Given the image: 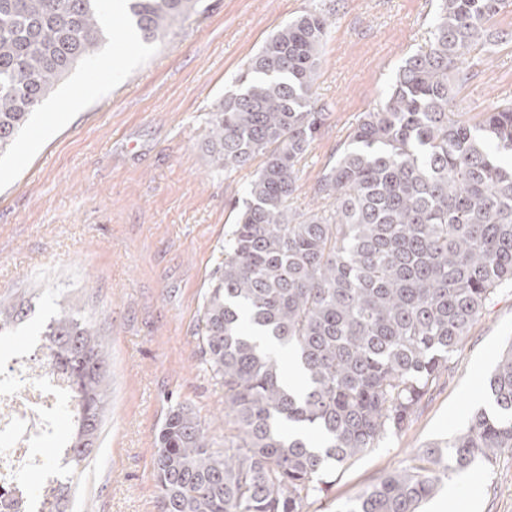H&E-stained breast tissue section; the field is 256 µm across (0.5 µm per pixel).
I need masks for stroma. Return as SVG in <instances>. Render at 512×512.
<instances>
[{"mask_svg": "<svg viewBox=\"0 0 512 512\" xmlns=\"http://www.w3.org/2000/svg\"><path fill=\"white\" fill-rule=\"evenodd\" d=\"M161 42L142 44L115 23L92 61L60 81L20 136L26 152L0 156V299L28 315L15 335L36 339L56 299L82 308L109 339L106 406L91 462L68 490L67 512H158L155 439L171 407H188L224 444V387L200 351L201 305L224 260L253 171L212 167L208 116L264 41L320 7L331 11L314 95L329 107L300 165L292 209L312 208V187L363 112L429 44L435 0H203ZM451 105L478 121L512 98V42L471 58ZM92 94H83L85 86ZM512 344V288L474 322L411 426L351 461L306 512L345 501L413 463L467 426L484 383ZM462 512H512V453L444 481Z\"/></svg>", "mask_w": 512, "mask_h": 512, "instance_id": "35a3bbf8", "label": "stroma"}]
</instances>
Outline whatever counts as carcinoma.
Segmentation results:
<instances>
[{
  "label": "carcinoma",
  "instance_id": "1",
  "mask_svg": "<svg viewBox=\"0 0 512 512\" xmlns=\"http://www.w3.org/2000/svg\"><path fill=\"white\" fill-rule=\"evenodd\" d=\"M202 0H128L145 43ZM509 0H437L430 44L409 55L293 212L299 165L327 116L313 85L331 13L282 25L211 113L204 143L226 172L260 160L204 296L201 351L224 383V447L176 406L156 436L159 512H304L336 472L400 433L448 371L474 320L512 288V99L476 123L449 111L467 55L507 40L488 22ZM103 0H0V153L77 66L97 54ZM60 306L42 335L82 411L67 470L98 439L108 340ZM27 312L0 300V335ZM292 358L304 386L284 379ZM494 409L389 473L339 512H419L442 478L512 448V344L486 380Z\"/></svg>",
  "mask_w": 512,
  "mask_h": 512
}]
</instances>
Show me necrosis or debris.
I'll use <instances>...</instances> for the list:
<instances>
[{
	"instance_id": "1",
	"label": "necrosis or debris",
	"mask_w": 512,
	"mask_h": 512,
	"mask_svg": "<svg viewBox=\"0 0 512 512\" xmlns=\"http://www.w3.org/2000/svg\"><path fill=\"white\" fill-rule=\"evenodd\" d=\"M80 413L48 343L0 353V512H50L71 454L60 426Z\"/></svg>"
}]
</instances>
